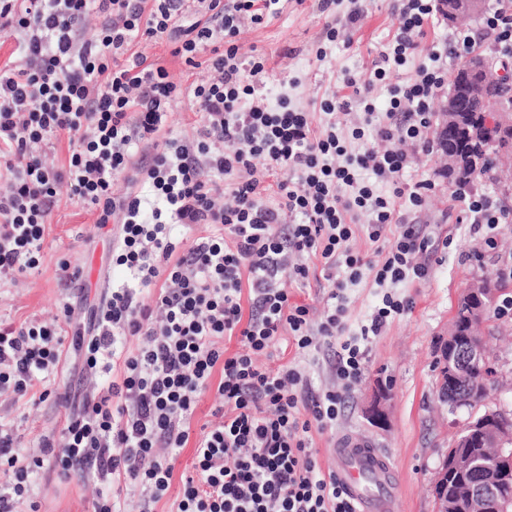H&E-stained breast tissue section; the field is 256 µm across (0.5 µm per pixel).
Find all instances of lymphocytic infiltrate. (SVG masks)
<instances>
[{"label":"lymphocytic infiltrate","mask_w":512,"mask_h":512,"mask_svg":"<svg viewBox=\"0 0 512 512\" xmlns=\"http://www.w3.org/2000/svg\"><path fill=\"white\" fill-rule=\"evenodd\" d=\"M283 0H0V31L15 37L0 66V280L18 281L38 267L46 225L61 194L93 208L99 224L117 227L112 261L130 281L98 306L80 342L87 370H120L121 381L83 397L42 453L24 452L0 425V512L28 505L38 512L31 476L53 459L63 476L129 484L157 503L179 483L175 512H357L334 472H323L313 436L332 429L367 363L366 341L410 312L402 283L425 281L433 231L406 223L399 199L421 206L432 185L404 191L409 165L401 142L429 151L432 106L448 79V51L433 52L410 81L388 85L389 67L412 62L417 37L432 26V0H399V25L381 52L383 65L346 75L322 99L321 127L306 109L280 100L269 107L260 89L267 60L242 57L243 26H259ZM98 21L85 34L88 17ZM164 42L171 54L208 75L176 84L141 46ZM388 85L383 121L373 93ZM187 96L202 114L198 136L167 127L172 101ZM360 120L343 136L338 118L350 105ZM373 127L375 144L350 151ZM68 157L48 163L55 139ZM264 160L273 182L252 174ZM124 180L127 192L113 189ZM152 189L135 194L137 185ZM235 203L219 206L218 194ZM450 199L460 224H511L512 208L457 184ZM369 221L357 225L358 214ZM207 226L189 247L173 225ZM373 247H351L357 233ZM321 265L330 303L319 321L292 302L290 281ZM384 288L382 303L360 335L345 337V291L364 271ZM156 288L152 300L141 291ZM144 337L136 354L119 357L117 337ZM237 337L239 351L225 353ZM64 330L30 320L0 322V394L39 396L62 362ZM295 349L277 369L259 365ZM333 353L339 390L312 393L299 362ZM217 419L192 431L207 390ZM193 447L191 468L175 475L180 451Z\"/></svg>","instance_id":"1"}]
</instances>
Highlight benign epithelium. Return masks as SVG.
Here are the masks:
<instances>
[{
  "instance_id": "benign-epithelium-1",
  "label": "benign epithelium",
  "mask_w": 512,
  "mask_h": 512,
  "mask_svg": "<svg viewBox=\"0 0 512 512\" xmlns=\"http://www.w3.org/2000/svg\"><path fill=\"white\" fill-rule=\"evenodd\" d=\"M482 0H448L444 10L450 19H458L477 13L481 8ZM463 69L467 80L459 85L448 88V107L444 109L445 126L453 124L466 128L468 134H474L471 127L465 126L464 112H481L486 122L500 123L501 126L512 127V111L509 109H490L486 90L492 85H500L507 81L505 70L490 58L483 55H472L463 61ZM444 352L448 356V373L454 374L462 368L483 370L486 356L483 345L468 336H458L454 332L448 333V340L444 344ZM389 401L388 389L380 384L374 391L364 415L369 421L382 426L387 420V405ZM512 420L501 412L487 413L482 416L478 426L485 436L495 442L498 451L490 463H472L464 456L450 457L441 469L437 482H442L446 475V466L455 468H476L485 472V476L477 482L463 489L461 496L450 501H438L437 512H485L486 502L496 500L497 512H512V499H503L499 496L501 479L512 476V448L507 447L512 440V433L508 426Z\"/></svg>"
}]
</instances>
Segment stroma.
Masks as SVG:
<instances>
[{"label":"stroma","mask_w":512,"mask_h":512,"mask_svg":"<svg viewBox=\"0 0 512 512\" xmlns=\"http://www.w3.org/2000/svg\"><path fill=\"white\" fill-rule=\"evenodd\" d=\"M394 6V0H367L361 23L355 30H341L336 42L325 46L327 55L320 60L316 49L322 44L324 16L316 0H305L300 6L286 0L279 16L243 31L240 52L248 56L257 51L268 57L269 75L262 89L268 103H277L286 94L295 105L315 112L320 100L338 89L344 74L374 71L380 51L398 27ZM403 149L410 158L406 183L428 180L433 184L423 205L409 210L408 219L434 226L448 244L427 256L428 280L401 285V292L414 297L413 309L368 342L366 369L347 393L342 416L335 428L315 435L314 442L326 470L332 467L337 442L345 438L387 453L403 475L400 512H436V474L467 419L463 413L450 414L438 397L439 347L448 337L464 289L482 278L497 277L504 266L512 265V224L498 225L491 232L483 224L449 220L452 184L443 174V158L437 151L426 152L411 143ZM96 218V212L61 198L46 229L39 268L17 283L0 284V320L61 322L70 337L82 329L90 309L104 303L112 287L127 279L124 268L112 262L113 226H98ZM490 232L498 242L493 251L484 242ZM64 261L78 272L76 284L66 283L60 268ZM382 295L369 275L348 289V335L359 334ZM67 303L74 308L68 320L63 317ZM489 325L495 334L487 339V353L503 386L486 404L512 413V312L492 316ZM113 379L107 371L84 372L80 351L72 349L50 387L76 404L86 389L108 387ZM379 383L390 387L388 421L382 428L371 426L363 414ZM65 413L55 399L32 407L0 397V420L12 423L23 448L31 452L40 449L45 436L62 428ZM110 492L108 485L91 479H64L49 463L34 478L40 512H92L96 499Z\"/></svg>","instance_id":"obj_1"}]
</instances>
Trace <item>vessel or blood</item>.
I'll list each match as a JSON object with an SVG mask.
<instances>
[{"instance_id": "obj_1", "label": "vessel or blood", "mask_w": 512, "mask_h": 512, "mask_svg": "<svg viewBox=\"0 0 512 512\" xmlns=\"http://www.w3.org/2000/svg\"><path fill=\"white\" fill-rule=\"evenodd\" d=\"M333 469L361 512H398L399 472L378 449L353 440L340 442Z\"/></svg>"}]
</instances>
